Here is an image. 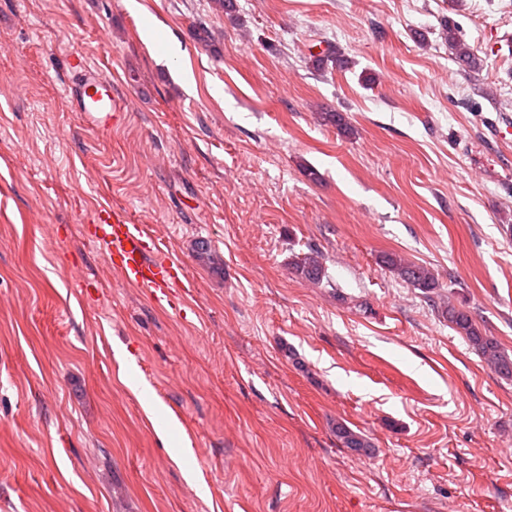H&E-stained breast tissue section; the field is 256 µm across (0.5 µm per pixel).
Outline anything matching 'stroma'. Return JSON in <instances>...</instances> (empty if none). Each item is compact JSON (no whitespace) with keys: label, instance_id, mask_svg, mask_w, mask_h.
Wrapping results in <instances>:
<instances>
[{"label":"stroma","instance_id":"stroma-1","mask_svg":"<svg viewBox=\"0 0 512 512\" xmlns=\"http://www.w3.org/2000/svg\"><path fill=\"white\" fill-rule=\"evenodd\" d=\"M235 3L0 0V512H512V380L441 315L512 355V0ZM106 203L183 257L176 307L91 240ZM445 27L446 28L442 29L443 35H445L448 40V44L454 51L456 60L463 67L474 68L476 61L469 46L463 42V40L457 35L456 32H454L455 29L452 32L451 29H448V26ZM77 74L69 84L71 105L88 123L106 127L113 112L125 110L124 101L114 93L112 79L95 65L82 60L73 62ZM292 269L302 278L317 283L322 282L327 276L322 255L313 249L304 254L298 261L293 262ZM381 262L393 275L412 288L420 290L428 298L440 286L430 269L410 263L395 253H384ZM448 324L459 335L465 338L472 348L498 374L505 378L512 377V358L501 351L497 340L483 332L469 311L448 303L442 310Z\"/></svg>","mask_w":512,"mask_h":512}]
</instances>
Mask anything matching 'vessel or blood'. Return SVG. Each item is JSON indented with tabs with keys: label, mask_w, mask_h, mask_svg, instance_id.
<instances>
[{
	"label": "vessel or blood",
	"mask_w": 512,
	"mask_h": 512,
	"mask_svg": "<svg viewBox=\"0 0 512 512\" xmlns=\"http://www.w3.org/2000/svg\"><path fill=\"white\" fill-rule=\"evenodd\" d=\"M76 77L69 84L71 105L88 123L108 126L112 115L124 111L112 80L98 66L75 61ZM95 239L108 251L109 262L127 284L145 289L156 303H173L176 292H188L190 280L182 258L163 256L156 237L145 225L134 223L126 211L100 206L93 215Z\"/></svg>",
	"instance_id": "obj_1"
}]
</instances>
